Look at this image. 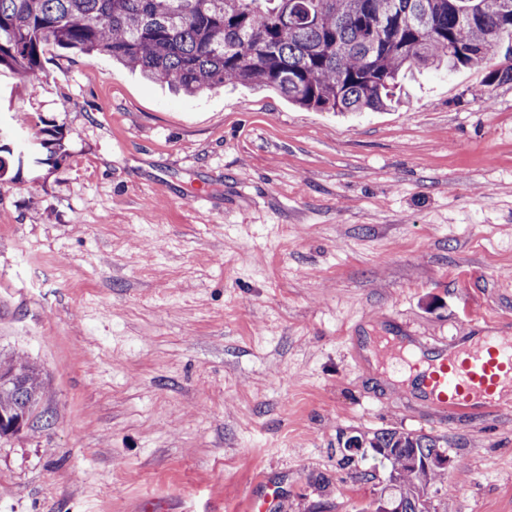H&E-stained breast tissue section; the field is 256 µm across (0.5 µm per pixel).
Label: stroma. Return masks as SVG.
Instances as JSON below:
<instances>
[{
  "label": "stroma",
  "mask_w": 512,
  "mask_h": 512,
  "mask_svg": "<svg viewBox=\"0 0 512 512\" xmlns=\"http://www.w3.org/2000/svg\"><path fill=\"white\" fill-rule=\"evenodd\" d=\"M0 68V358L43 370L0 438V512H363L386 484L336 434L442 436L438 512H512V416L443 415L373 371L379 330L448 350L512 332V82H406L359 115L229 85L195 98L47 46ZM279 500V491L275 485L265 482L261 494L253 495L250 510L253 512H274Z\"/></svg>",
  "instance_id": "obj_1"
}]
</instances>
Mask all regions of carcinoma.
<instances>
[{
  "instance_id": "obj_1",
  "label": "carcinoma",
  "mask_w": 512,
  "mask_h": 512,
  "mask_svg": "<svg viewBox=\"0 0 512 512\" xmlns=\"http://www.w3.org/2000/svg\"><path fill=\"white\" fill-rule=\"evenodd\" d=\"M504 33L512 0H0V67L34 83L52 44L106 54L188 97L241 82L306 108L365 112L395 103L407 70L489 62ZM14 164L0 138V182ZM44 392L36 365L0 360V437L36 417ZM352 440L387 450L395 512H437L429 491L443 488L447 470L425 462L447 454L441 438L398 429L338 438V467L367 481Z\"/></svg>"
}]
</instances>
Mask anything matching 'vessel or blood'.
Masks as SVG:
<instances>
[{"label":"vessel or blood","mask_w":512,"mask_h":512,"mask_svg":"<svg viewBox=\"0 0 512 512\" xmlns=\"http://www.w3.org/2000/svg\"><path fill=\"white\" fill-rule=\"evenodd\" d=\"M378 353L398 371L415 372L419 389L441 413H512V335L482 336L427 359L387 336L374 341ZM279 492L264 483L251 499L252 512H275Z\"/></svg>","instance_id":"b4317fda"}]
</instances>
